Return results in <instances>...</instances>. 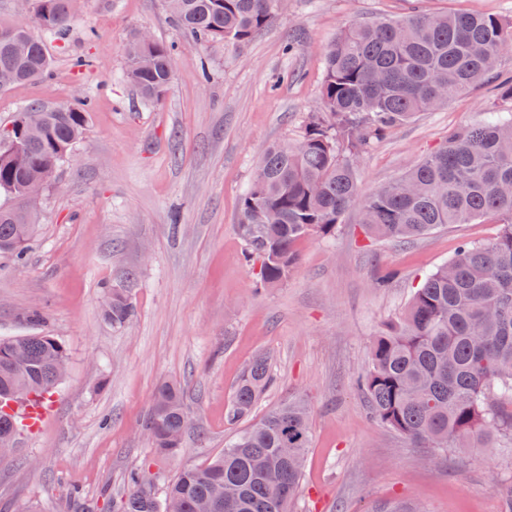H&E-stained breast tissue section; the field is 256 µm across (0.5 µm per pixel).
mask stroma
<instances>
[{"instance_id":"obj_1","label":"stroma","mask_w":512,"mask_h":512,"mask_svg":"<svg viewBox=\"0 0 512 512\" xmlns=\"http://www.w3.org/2000/svg\"><path fill=\"white\" fill-rule=\"evenodd\" d=\"M477 12L512 21V0H288L245 48L182 36L164 0H79L63 38L45 36L49 76L0 91V126L26 106L92 101L72 156L44 189L23 260L0 254V337H57L69 360L48 419L18 436L0 464V512H72L69 491L105 507L131 471L172 478L223 451L236 382L258 355L274 382L256 413L304 399L311 446L294 512H504L512 441L471 451L414 448L370 417L356 385L374 336L463 241L500 227L452 224L414 241H381L350 209L330 239H302L298 267L276 288L247 265L236 231L261 156L297 142L320 103L323 52L350 21L410 11ZM175 48L166 97L143 102L124 80L138 33ZM491 82L393 130L357 162L363 190L389 183L449 131L507 110ZM389 287H374L386 269ZM129 289L137 314L102 315L108 289ZM42 318L29 323V311ZM185 390L192 426L175 458L154 461L139 432L156 387Z\"/></svg>"}]
</instances>
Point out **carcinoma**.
Masks as SVG:
<instances>
[{
	"mask_svg": "<svg viewBox=\"0 0 512 512\" xmlns=\"http://www.w3.org/2000/svg\"><path fill=\"white\" fill-rule=\"evenodd\" d=\"M284 0H175L170 14L187 37L243 48L268 28ZM75 19L72 0H35L31 26L0 22V69L15 83L49 75L43 35L64 34ZM512 50V23L488 14H412L349 23L324 52L318 111L301 139L267 149L243 195L236 220L245 261L263 284H282L299 263L297 243L330 239L351 209L368 234L407 243L448 224L492 218L498 236L464 242L416 289L406 310L374 337L358 384L370 414L416 448L440 453L492 448L512 440V115L496 112L463 126L398 180L364 192L356 161L416 114L435 111L494 73ZM127 80L148 102L161 101L173 78L174 49L133 39L125 50ZM90 100L49 108L42 126L23 133L29 163L20 170L0 152V253L21 258L35 217L20 195L26 181L48 179L87 124ZM103 315L114 328L136 316L127 292L111 288ZM56 337L0 339V441L13 437L24 409L54 392L67 365ZM268 358L242 371L225 413L232 426L249 420L272 384ZM190 420L181 386L160 384L144 417L157 458L181 452ZM311 432L301 400L267 412L239 430L224 451L186 466L158 494L154 475L131 473L113 512H290L301 484Z\"/></svg>",
	"mask_w": 512,
	"mask_h": 512,
	"instance_id": "cac0c4a2",
	"label": "carcinoma"
}]
</instances>
